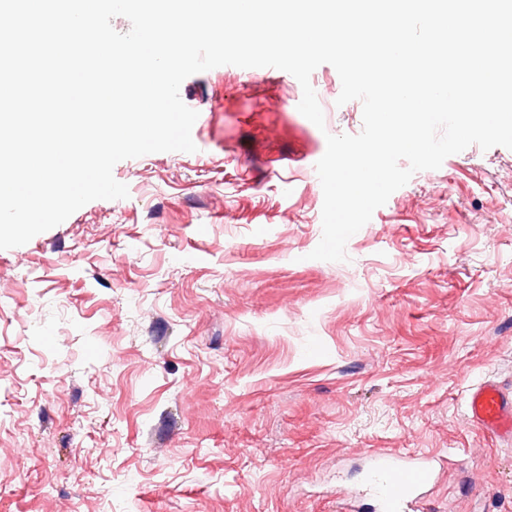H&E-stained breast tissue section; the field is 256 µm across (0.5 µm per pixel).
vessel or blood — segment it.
Wrapping results in <instances>:
<instances>
[{"label":"vessel or blood","instance_id":"1","mask_svg":"<svg viewBox=\"0 0 512 512\" xmlns=\"http://www.w3.org/2000/svg\"><path fill=\"white\" fill-rule=\"evenodd\" d=\"M471 423L496 437L512 439V394L496 382L473 388L467 398ZM431 461H413L411 456L378 460L365 475V490L374 496L381 512H416L425 488L431 483Z\"/></svg>","mask_w":512,"mask_h":512}]
</instances>
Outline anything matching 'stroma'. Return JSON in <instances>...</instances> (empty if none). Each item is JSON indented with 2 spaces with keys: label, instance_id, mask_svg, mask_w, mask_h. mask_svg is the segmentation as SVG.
Listing matches in <instances>:
<instances>
[{
  "label": "stroma",
  "instance_id": "obj_1",
  "mask_svg": "<svg viewBox=\"0 0 512 512\" xmlns=\"http://www.w3.org/2000/svg\"><path fill=\"white\" fill-rule=\"evenodd\" d=\"M219 66L180 87L193 153L118 162L129 188L0 250V512H374L378 456L457 454L425 512H512V443L465 413L512 388V150L413 175L310 259L336 69Z\"/></svg>",
  "mask_w": 512,
  "mask_h": 512
}]
</instances>
